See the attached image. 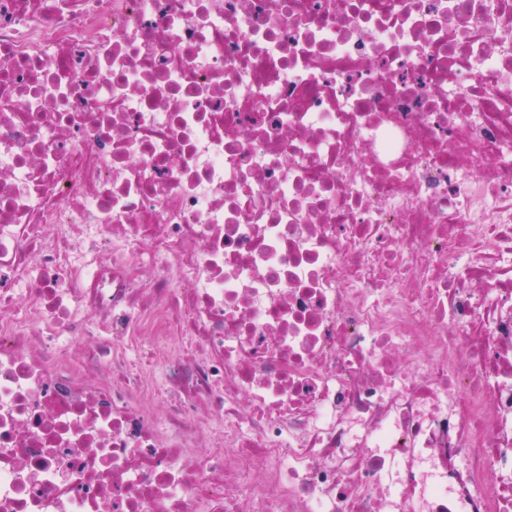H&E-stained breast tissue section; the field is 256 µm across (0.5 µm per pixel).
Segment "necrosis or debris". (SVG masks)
Returning <instances> with one entry per match:
<instances>
[{"label": "necrosis or debris", "instance_id": "4bbe7bcc", "mask_svg": "<svg viewBox=\"0 0 512 512\" xmlns=\"http://www.w3.org/2000/svg\"><path fill=\"white\" fill-rule=\"evenodd\" d=\"M0 512H512V0H0Z\"/></svg>", "mask_w": 512, "mask_h": 512}]
</instances>
